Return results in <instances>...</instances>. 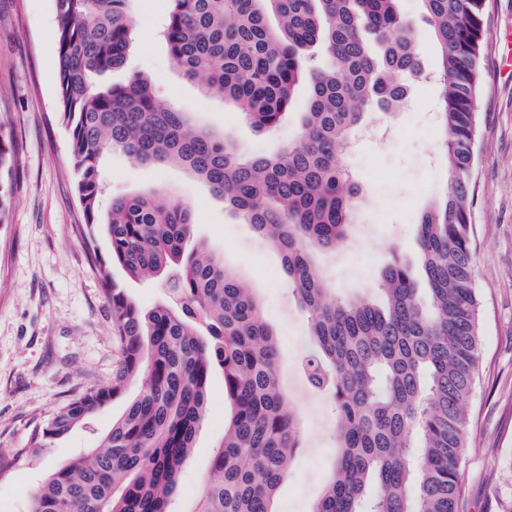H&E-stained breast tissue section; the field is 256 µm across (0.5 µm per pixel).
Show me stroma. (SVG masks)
Listing matches in <instances>:
<instances>
[{
    "label": "stroma",
    "mask_w": 512,
    "mask_h": 512,
    "mask_svg": "<svg viewBox=\"0 0 512 512\" xmlns=\"http://www.w3.org/2000/svg\"><path fill=\"white\" fill-rule=\"evenodd\" d=\"M168 0H134L136 40L124 68L153 83L193 121L230 134L245 154L272 152L297 131L307 87L287 120L257 132L239 112L204 96L175 69L158 30ZM512 0H489L475 148L474 279L482 297L481 360L470 407L459 512H512V74L503 70ZM432 86L410 83L402 112L371 116L346 162L359 195L355 222L319 266L337 293L375 299L373 283L392 249L414 258L418 212L440 189L439 122ZM0 130L15 146L16 183L0 223V512H29L48 476L97 448L133 399L126 392L67 436L34 448L30 440L71 396L111 384L117 350L112 316L89 260L71 178L68 124L58 105L52 0H0ZM105 199L155 188L195 210L197 239L235 270L260 299L280 347L278 379L299 418L300 445L276 500L278 512H312L330 473L337 414L302 369L307 316L280 260L251 225L225 212L222 199L182 169L138 163L115 153L104 161ZM227 408L224 372L214 369L206 419L179 482L177 512H192Z\"/></svg>",
    "instance_id": "stroma-1"
}]
</instances>
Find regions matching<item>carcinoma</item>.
<instances>
[{"label":"carcinoma","instance_id":"cac0c4a2","mask_svg":"<svg viewBox=\"0 0 512 512\" xmlns=\"http://www.w3.org/2000/svg\"><path fill=\"white\" fill-rule=\"evenodd\" d=\"M59 107L70 128L85 245L112 313V384L60 406L33 447L67 434L135 382L104 450L55 470L30 512H176L183 465L205 417L211 374L224 372L230 416L192 512H277L300 425L278 380L276 332L258 299L195 241L192 206L150 190L104 210L102 161L121 151L177 164L203 180L280 254L307 312L301 368L338 413L331 477L313 512H458L467 407L480 359L473 267L474 145L487 0H420L438 53L446 182L417 216L418 263L398 250L374 301L336 295L317 253L341 245L358 194L345 162L371 111H400L421 75L422 40L397 0H169L161 37L189 79L256 131L288 117L309 82L296 136L279 151L240 154L226 134L191 123L151 80L100 77L125 66L132 0H53ZM10 137L0 131V220L13 190ZM104 227L112 265L98 255ZM160 281L142 309L112 279Z\"/></svg>","mask_w":512,"mask_h":512}]
</instances>
